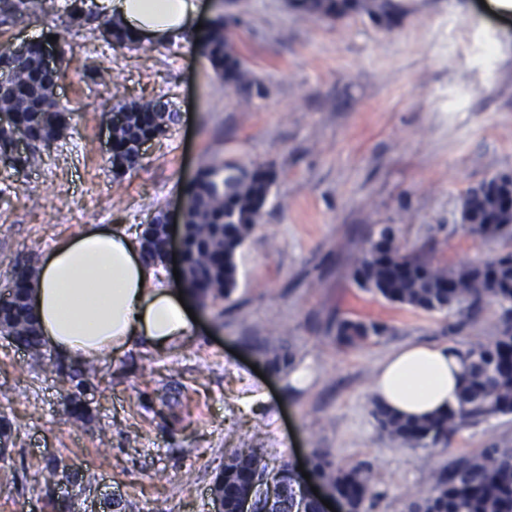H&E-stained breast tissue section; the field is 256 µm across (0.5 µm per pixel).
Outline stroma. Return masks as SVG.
Instances as JSON below:
<instances>
[{
	"label": "stroma",
	"instance_id": "obj_1",
	"mask_svg": "<svg viewBox=\"0 0 512 512\" xmlns=\"http://www.w3.org/2000/svg\"><path fill=\"white\" fill-rule=\"evenodd\" d=\"M67 0L0 25V44L57 38L86 61L54 89L66 129L19 175L0 166V295L61 238L91 227L144 229L179 213L200 165L234 161L275 173L268 203L240 248L237 286L201 308L202 331L164 351L135 344L93 365L44 346L51 368L0 334V512H210L230 449H264L297 470L315 451L338 467L370 463L368 512H408L434 475L482 449L512 448V414L461 429L450 446L389 439L372 416L388 355L411 343L459 350L488 342L500 311L485 304L457 333L448 318L359 288L354 272L381 227L395 248L455 269L502 250L459 221L466 190L512 174V18L480 0H403L379 27L326 19L288 0H213L248 22L241 56L268 89L243 100L196 53L104 40L71 24ZM164 97L176 115L139 165L115 174L104 115L114 102ZM357 316L389 331L355 346L330 327ZM286 361L272 365L274 355ZM305 369L295 387L291 374ZM53 481H45L47 473Z\"/></svg>",
	"mask_w": 512,
	"mask_h": 512
}]
</instances>
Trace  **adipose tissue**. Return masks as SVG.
I'll return each instance as SVG.
<instances>
[{
	"label": "adipose tissue",
	"mask_w": 512,
	"mask_h": 512,
	"mask_svg": "<svg viewBox=\"0 0 512 512\" xmlns=\"http://www.w3.org/2000/svg\"><path fill=\"white\" fill-rule=\"evenodd\" d=\"M112 25L138 38L197 49L206 0H87ZM182 284L161 278L144 260L138 234L90 228L61 239L30 283L29 306L43 340L82 362L100 360L141 341L153 348L200 331L179 301ZM463 363L450 345L411 344L380 366L372 393L378 405L424 419L457 402Z\"/></svg>",
	"instance_id": "1"
}]
</instances>
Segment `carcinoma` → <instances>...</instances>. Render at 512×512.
Returning a JSON list of instances; mask_svg holds the SVG:
<instances>
[{
  "instance_id": "1",
  "label": "carcinoma",
  "mask_w": 512,
  "mask_h": 512,
  "mask_svg": "<svg viewBox=\"0 0 512 512\" xmlns=\"http://www.w3.org/2000/svg\"><path fill=\"white\" fill-rule=\"evenodd\" d=\"M294 8L336 18L357 14L377 26L390 25L404 12L398 0H291ZM44 0H0V24L16 16L42 11ZM244 24L240 15H217L200 40V52L215 74L243 98H261L264 86L251 74L239 55L234 36ZM41 43L25 49L16 69L14 92L0 96V111L23 112L27 124L38 130L55 131L63 112L53 98L60 71L40 68ZM113 111L125 114L122 124L112 130L116 149L142 137L157 135L153 114L167 111L160 99L140 104L117 102ZM273 184L272 174L262 168H247L233 161L203 165L186 188L190 204L184 264L193 292L202 302L227 298L236 287L235 256L266 206ZM512 194V182L494 176L467 190L460 213L461 222L486 238L512 242V210L500 197ZM25 275L15 277L14 297L7 303L12 323L0 332L24 345L31 356H42V343L32 316L23 303ZM356 284L385 300L427 313L474 310L488 301L500 310V325L494 341L478 344L463 352L468 365L480 361L483 367L467 370L458 405L450 412L430 419L404 418L376 406L373 416L379 429L393 440L417 447L447 445L464 427L499 415L512 414V372L503 367L498 354L512 349V250L492 259L463 267L449 275L412 253L391 247V241L372 245L354 273ZM336 340L342 344H364L385 335L382 322L343 317L334 325ZM227 460L234 472L225 478L224 501L228 512L243 483L255 475L269 473V463L261 448H235ZM372 468L358 463L348 469L335 465L329 454L316 451L311 459V475L331 495L342 499L349 512H366V503L377 494L371 485ZM409 512H512V448H485L453 468L442 472L430 494L413 498Z\"/></svg>"
}]
</instances>
